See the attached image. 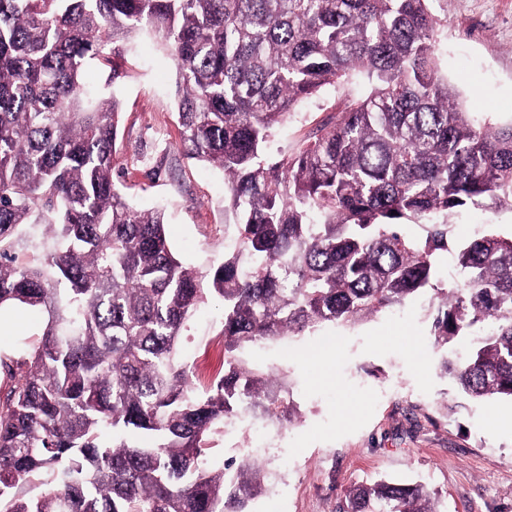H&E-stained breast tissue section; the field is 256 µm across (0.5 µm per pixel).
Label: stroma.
<instances>
[{
    "instance_id": "35a3bbf8",
    "label": "stroma",
    "mask_w": 512,
    "mask_h": 512,
    "mask_svg": "<svg viewBox=\"0 0 512 512\" xmlns=\"http://www.w3.org/2000/svg\"><path fill=\"white\" fill-rule=\"evenodd\" d=\"M444 18L437 44L441 74L478 120L512 121V0H431ZM125 80L109 86V70L88 69L94 92L115 96L122 109L118 169L131 204L163 208L174 252L208 269L224 258L223 174L188 161L180 152L172 97L175 66L167 51L142 34L124 47ZM367 91L359 78L325 86L280 125L271 154L293 153L316 127L339 115ZM468 238L495 225L512 231V212L471 209L453 217ZM429 297L346 327L328 326L333 342L316 359L304 358L317 338L270 342L244 353L254 368L279 376L300 417L292 424L261 422L263 445L242 435H216L213 467L250 458L275 478L271 495L251 512H336L354 484L386 479L424 481L438 490L441 512H512V401L481 404L458 395L440 370L443 351L430 339ZM222 305H202L180 343L197 388L207 387L223 357L208 348L218 340Z\"/></svg>"
}]
</instances>
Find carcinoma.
Segmentation results:
<instances>
[{"label":"carcinoma","instance_id":"1","mask_svg":"<svg viewBox=\"0 0 512 512\" xmlns=\"http://www.w3.org/2000/svg\"><path fill=\"white\" fill-rule=\"evenodd\" d=\"M429 0H0V307L38 310L37 347L0 368V512H250L261 468L208 463L224 421L291 417L248 347L355 324L431 293V336L463 395L512 400V234L450 217L512 211V122H477L440 73ZM154 35L177 71L178 143L224 173L235 242L202 274L165 213L113 179L125 77ZM370 85L295 153L267 154L299 101ZM420 223L423 235L405 232ZM224 307V373L179 357L200 304ZM422 482L351 487L336 512H439ZM452 224L455 234L461 238L472 237L477 231L486 229L489 224H496L494 227L500 233L510 234L512 212L505 209L498 212L483 208L471 209L453 217Z\"/></svg>","mask_w":512,"mask_h":512}]
</instances>
